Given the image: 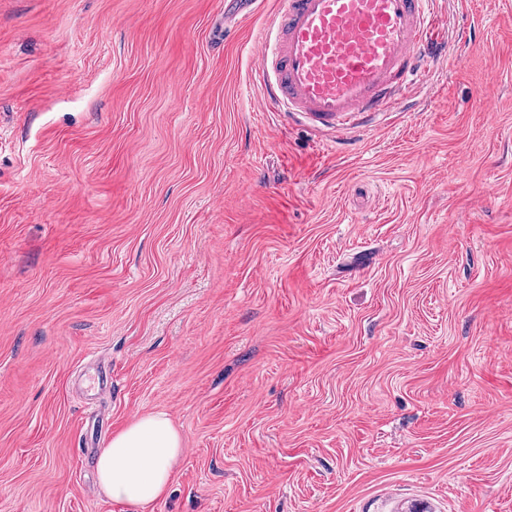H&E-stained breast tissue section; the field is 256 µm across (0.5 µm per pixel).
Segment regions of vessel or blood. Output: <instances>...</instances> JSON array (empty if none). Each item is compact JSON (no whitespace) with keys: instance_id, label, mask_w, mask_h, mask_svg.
I'll use <instances>...</instances> for the list:
<instances>
[{"instance_id":"1","label":"vessel or blood","mask_w":512,"mask_h":512,"mask_svg":"<svg viewBox=\"0 0 512 512\" xmlns=\"http://www.w3.org/2000/svg\"><path fill=\"white\" fill-rule=\"evenodd\" d=\"M430 0H276L258 41V99L336 127L410 93L440 35Z\"/></svg>"}]
</instances>
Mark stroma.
<instances>
[{
    "label": "stroma",
    "mask_w": 512,
    "mask_h": 512,
    "mask_svg": "<svg viewBox=\"0 0 512 512\" xmlns=\"http://www.w3.org/2000/svg\"><path fill=\"white\" fill-rule=\"evenodd\" d=\"M339 129L256 102L274 0H0V512H512V0ZM182 452V437L167 414L136 416L100 449V486L114 502L146 507L167 494Z\"/></svg>",
    "instance_id": "1"
}]
</instances>
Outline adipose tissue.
<instances>
[{"label": "adipose tissue", "instance_id": "obj_1", "mask_svg": "<svg viewBox=\"0 0 512 512\" xmlns=\"http://www.w3.org/2000/svg\"><path fill=\"white\" fill-rule=\"evenodd\" d=\"M182 452V437L167 414L136 416L100 449V486L112 501L139 512L167 494Z\"/></svg>", "mask_w": 512, "mask_h": 512}]
</instances>
